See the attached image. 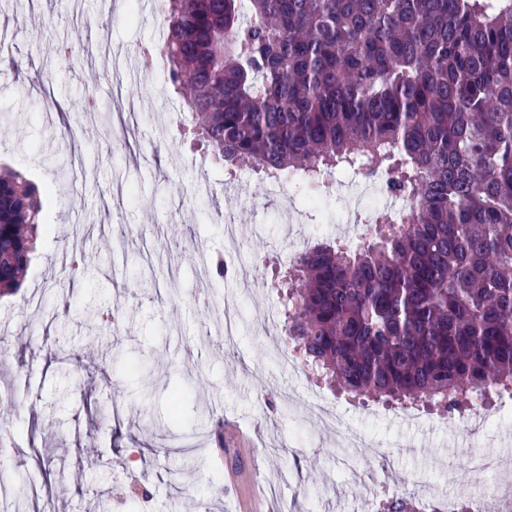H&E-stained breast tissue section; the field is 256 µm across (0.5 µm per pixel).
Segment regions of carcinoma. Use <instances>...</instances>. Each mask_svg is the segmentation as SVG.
I'll return each mask as SVG.
<instances>
[{
	"mask_svg": "<svg viewBox=\"0 0 512 512\" xmlns=\"http://www.w3.org/2000/svg\"><path fill=\"white\" fill-rule=\"evenodd\" d=\"M168 79L233 175L383 172L405 209L289 270L295 357L348 397L512 396V0H165ZM43 209L0 175V292Z\"/></svg>",
	"mask_w": 512,
	"mask_h": 512,
	"instance_id": "carcinoma-1",
	"label": "carcinoma"
}]
</instances>
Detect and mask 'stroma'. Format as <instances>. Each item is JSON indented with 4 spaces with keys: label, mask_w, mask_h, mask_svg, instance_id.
<instances>
[{
    "label": "stroma",
    "mask_w": 512,
    "mask_h": 512,
    "mask_svg": "<svg viewBox=\"0 0 512 512\" xmlns=\"http://www.w3.org/2000/svg\"><path fill=\"white\" fill-rule=\"evenodd\" d=\"M14 16L20 67L0 77V170L47 199L24 285L0 297V512L47 501L55 512H134L141 488L148 512H265L273 500L281 512H358L364 488L344 486L347 454L303 423L316 402L340 412L346 439L408 445L387 457L401 476L427 475L443 495L487 490L493 476L476 477L473 460L512 455L496 398L476 434L465 416L452 424L433 409L411 422L271 353L286 338L259 320L281 310L269 284L290 265L284 197L304 203L305 238H340L343 225L327 222L345 207L338 183L227 179L169 111L179 97L162 72L125 81L143 102L125 128L96 73L105 59L128 72L141 43L161 42V15L143 0H0V19ZM230 222L252 265L225 255ZM76 250L88 273L73 278L61 258ZM245 278L259 282L248 295ZM231 299L241 318L229 337L219 314ZM283 468L292 483L262 489L260 472Z\"/></svg>",
    "instance_id": "stroma-1"
}]
</instances>
